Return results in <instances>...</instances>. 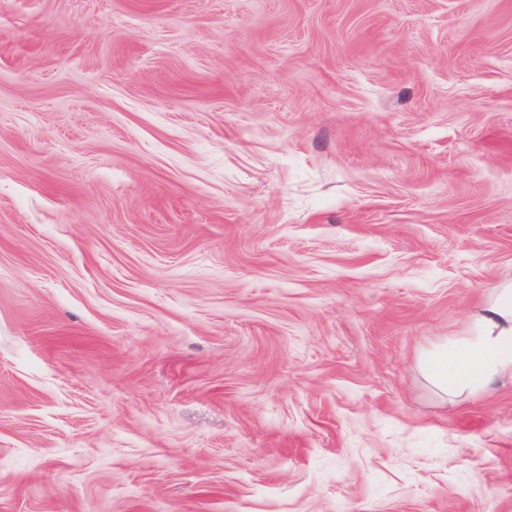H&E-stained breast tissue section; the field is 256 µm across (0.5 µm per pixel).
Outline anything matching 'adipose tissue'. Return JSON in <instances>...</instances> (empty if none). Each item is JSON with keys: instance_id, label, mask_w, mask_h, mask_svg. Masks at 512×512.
<instances>
[{"instance_id": "ef3b65f1", "label": "adipose tissue", "mask_w": 512, "mask_h": 512, "mask_svg": "<svg viewBox=\"0 0 512 512\" xmlns=\"http://www.w3.org/2000/svg\"><path fill=\"white\" fill-rule=\"evenodd\" d=\"M428 371L441 390L488 389L512 377V284L499 288L480 317L476 336L447 348Z\"/></svg>"}]
</instances>
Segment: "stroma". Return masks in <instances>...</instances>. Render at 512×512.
Returning <instances> with one entry per match:
<instances>
[{"instance_id":"obj_1","label":"stroma","mask_w":512,"mask_h":512,"mask_svg":"<svg viewBox=\"0 0 512 512\" xmlns=\"http://www.w3.org/2000/svg\"><path fill=\"white\" fill-rule=\"evenodd\" d=\"M512 0H0V512H512ZM476 336L445 348L428 364L437 386L448 389H489L505 376L512 378V284L499 288L484 309Z\"/></svg>"}]
</instances>
